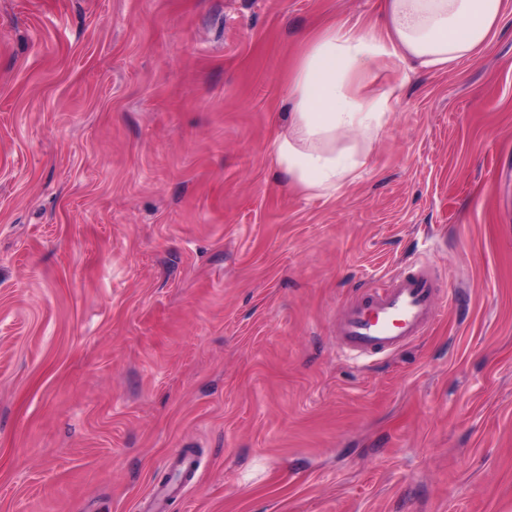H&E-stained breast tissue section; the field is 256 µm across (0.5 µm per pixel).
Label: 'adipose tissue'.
Instances as JSON below:
<instances>
[{"label":"adipose tissue","instance_id":"obj_1","mask_svg":"<svg viewBox=\"0 0 512 512\" xmlns=\"http://www.w3.org/2000/svg\"><path fill=\"white\" fill-rule=\"evenodd\" d=\"M503 0H383L382 37L332 25L312 39L288 86V126L274 142L290 182L334 196L365 163L399 85L382 93L366 82L379 60L445 70L471 58L502 17Z\"/></svg>","mask_w":512,"mask_h":512}]
</instances>
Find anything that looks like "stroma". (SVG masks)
I'll return each mask as SVG.
<instances>
[{
  "mask_svg": "<svg viewBox=\"0 0 512 512\" xmlns=\"http://www.w3.org/2000/svg\"><path fill=\"white\" fill-rule=\"evenodd\" d=\"M381 3L0 0V512H512V0L335 196L274 160L308 39ZM420 265L429 332L343 353Z\"/></svg>",
  "mask_w": 512,
  "mask_h": 512,
  "instance_id": "35a3bbf8",
  "label": "stroma"
}]
</instances>
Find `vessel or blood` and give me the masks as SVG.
Masks as SVG:
<instances>
[{
  "label": "vessel or blood",
  "instance_id": "vessel-or-blood-1",
  "mask_svg": "<svg viewBox=\"0 0 512 512\" xmlns=\"http://www.w3.org/2000/svg\"><path fill=\"white\" fill-rule=\"evenodd\" d=\"M438 294L425 270L369 287L340 325L347 353L362 357L392 352L422 336L435 318Z\"/></svg>",
  "mask_w": 512,
  "mask_h": 512
}]
</instances>
